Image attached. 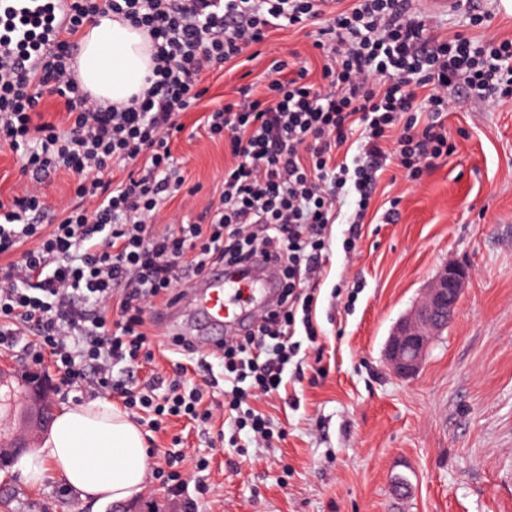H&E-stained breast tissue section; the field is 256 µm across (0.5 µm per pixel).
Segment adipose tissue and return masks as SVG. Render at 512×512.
<instances>
[{"label": "adipose tissue", "instance_id": "1", "mask_svg": "<svg viewBox=\"0 0 512 512\" xmlns=\"http://www.w3.org/2000/svg\"><path fill=\"white\" fill-rule=\"evenodd\" d=\"M150 65L147 38L125 22L104 18L82 36L78 78L98 100L128 103L141 91ZM149 467L140 427L111 401L97 398L56 412L23 473L36 486L53 472L81 498L122 503L144 490Z\"/></svg>", "mask_w": 512, "mask_h": 512}]
</instances>
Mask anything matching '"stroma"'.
I'll use <instances>...</instances> for the list:
<instances>
[{
    "instance_id": "obj_1",
    "label": "stroma",
    "mask_w": 512,
    "mask_h": 512,
    "mask_svg": "<svg viewBox=\"0 0 512 512\" xmlns=\"http://www.w3.org/2000/svg\"><path fill=\"white\" fill-rule=\"evenodd\" d=\"M312 42L277 30L247 66L208 75L203 107L185 114L171 143L191 197L170 200L165 223L195 217L219 194L224 145L209 139L206 111L264 81L272 58L288 52L319 70ZM448 95L465 100L444 117L452 154L415 185L382 174L354 250L343 248L347 224L329 228L317 345L304 376H286L262 406L279 439L261 447L243 434L221 447L180 423L153 435L158 449L181 436L187 456L210 466L185 467L175 492L147 484L134 512H185L189 498L196 512H512V99L489 103L457 86ZM393 199L399 218L389 222ZM449 263L472 272L455 319L417 376L398 378L386 340ZM0 512L118 507L82 500L55 473L31 485L16 463L0 470Z\"/></svg>"
}]
</instances>
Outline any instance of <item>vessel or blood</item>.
Returning a JSON list of instances; mask_svg holds the SVG:
<instances>
[{
  "label": "vessel or blood",
  "mask_w": 512,
  "mask_h": 512,
  "mask_svg": "<svg viewBox=\"0 0 512 512\" xmlns=\"http://www.w3.org/2000/svg\"><path fill=\"white\" fill-rule=\"evenodd\" d=\"M70 0H0V57L15 58L21 35L37 45L30 58L46 50L66 20ZM243 281L231 269L215 268L194 282L190 293H179L175 306H186L187 319L167 321L170 335L192 338L204 352L215 349L224 340V328L234 324L246 328L252 309L262 308L271 292L270 277L259 275L250 286L251 304L238 302Z\"/></svg>",
  "instance_id": "1"
}]
</instances>
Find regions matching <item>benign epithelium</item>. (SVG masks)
Returning <instances> with one entry per match:
<instances>
[{
  "label": "benign epithelium",
  "instance_id": "obj_1",
  "mask_svg": "<svg viewBox=\"0 0 512 512\" xmlns=\"http://www.w3.org/2000/svg\"><path fill=\"white\" fill-rule=\"evenodd\" d=\"M472 272L455 264L441 268L421 300L393 327L384 357L390 370L403 379L415 377L432 343L448 328ZM0 400L12 423L0 426V464L29 448V441L44 433L52 421L49 388L36 376L15 375L14 366L0 359Z\"/></svg>",
  "mask_w": 512,
  "mask_h": 512
}]
</instances>
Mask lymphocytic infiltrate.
<instances>
[{"label": "lymphocytic infiltrate", "mask_w": 512, "mask_h": 512, "mask_svg": "<svg viewBox=\"0 0 512 512\" xmlns=\"http://www.w3.org/2000/svg\"><path fill=\"white\" fill-rule=\"evenodd\" d=\"M55 46L35 69L0 60V144L30 178L0 200V346L21 347L28 364L48 367L53 387L121 401L152 431L174 420L211 430L216 417L255 443L273 437L253 401L273 397L299 351L297 332L315 339L314 294L336 220L355 195L349 236L358 238L388 158L413 181L448 156L442 115L452 85L475 98L512 94V39L427 33L408 0H72ZM117 16L151 40L153 68L123 106L104 104L76 75L75 37ZM316 27L324 60L319 80L305 62L272 60L262 83L209 112L207 130L230 161L217 203L197 220L159 225L162 205L184 178L170 142L183 113L197 108L207 73L242 65L271 32ZM63 100L66 131L38 121L45 96ZM356 137L351 163L336 151ZM392 150H385V143ZM128 165L126 179L113 163ZM65 171L74 198L45 223V182ZM281 269L276 304L256 329L232 336L212 358L174 341L176 378L140 383L155 366L154 319L180 288L209 268ZM224 369V402L204 398L214 366ZM203 382L186 379L188 368Z\"/></svg>", "instance_id": "obj_1"}]
</instances>
